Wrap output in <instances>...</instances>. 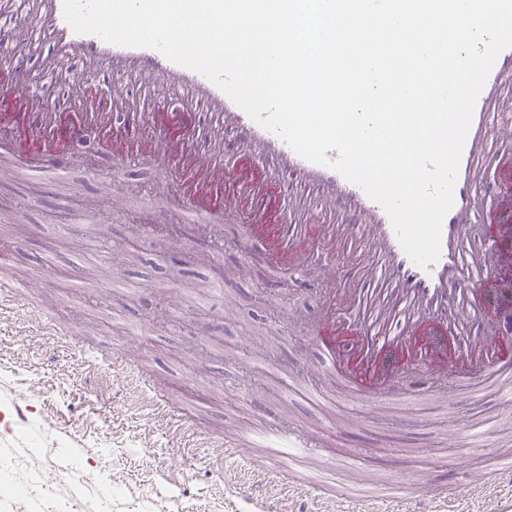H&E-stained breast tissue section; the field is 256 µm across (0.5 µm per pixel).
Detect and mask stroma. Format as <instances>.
I'll return each instance as SVG.
<instances>
[{
  "label": "stroma",
  "mask_w": 512,
  "mask_h": 512,
  "mask_svg": "<svg viewBox=\"0 0 512 512\" xmlns=\"http://www.w3.org/2000/svg\"><path fill=\"white\" fill-rule=\"evenodd\" d=\"M26 67L39 97L74 111L82 83L42 79L33 51ZM67 156L60 179L0 178V278L27 284L20 295L0 291V473L18 466L30 478L19 493L0 480V512H261L265 499L273 512H438L421 497L400 509L306 486L254 494L222 444L272 417L325 442L308 476L353 451L356 480L402 494L414 478L454 492V512H512V482L476 490L489 448L459 439L512 424V385L473 402L418 371L390 418L351 405L307 336L317 282L273 275L260 247L242 257L241 223L205 233L167 214L153 199V163L115 158L91 136ZM91 349L119 350L123 373L91 364ZM293 371L319 381L323 400L293 390ZM137 376L164 384L187 427L153 413ZM47 463L66 480L47 483Z\"/></svg>",
  "instance_id": "1"
}]
</instances>
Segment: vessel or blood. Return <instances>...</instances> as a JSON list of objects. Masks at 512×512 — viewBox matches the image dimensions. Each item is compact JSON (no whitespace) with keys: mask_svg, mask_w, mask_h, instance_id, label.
I'll return each instance as SVG.
<instances>
[{"mask_svg":"<svg viewBox=\"0 0 512 512\" xmlns=\"http://www.w3.org/2000/svg\"><path fill=\"white\" fill-rule=\"evenodd\" d=\"M1 17L6 23L0 25V45L23 35L34 49L52 47L46 76L66 77L63 64L75 58L90 74H112L113 84L111 103L90 90L76 113L56 111L27 90L1 88L0 131L10 132L17 145L49 140L61 128L72 139L93 131L113 154L147 156L164 165L171 193L197 222L217 224L226 214L247 210L240 243L261 245L273 272L330 275L332 302L318 312L315 342L352 402L398 401L405 390L399 375L364 378L395 352L404 355L402 369L440 368L472 399L487 383L512 381V354L497 353L499 337L469 333L483 319L477 297L504 270L496 236L485 233L477 249L467 245L487 203L512 210V199L501 196V182L489 175L501 155L512 151V138L494 120L495 113L512 112V48L499 54L477 99L454 205L442 223L440 256L423 268L406 254L387 213L362 188L300 157L199 73L149 47L76 33L65 19L64 0H0ZM131 77L165 86L180 111L138 105L126 93ZM64 161V154L43 151L30 168L59 178ZM351 252L354 261L327 273V261ZM250 440L269 449L271 471L289 484L318 448L311 438L274 424ZM356 466L353 456H344L341 468L321 472L316 491L335 488L339 469Z\"/></svg>","mask_w":512,"mask_h":512,"instance_id":"vessel-or-blood-1","label":"vessel or blood"}]
</instances>
